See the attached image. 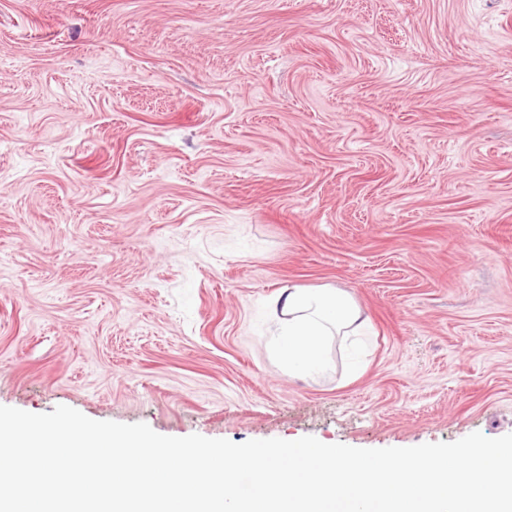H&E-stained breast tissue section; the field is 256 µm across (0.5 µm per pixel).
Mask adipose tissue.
Instances as JSON below:
<instances>
[{"instance_id": "adipose-tissue-1", "label": "adipose tissue", "mask_w": 512, "mask_h": 512, "mask_svg": "<svg viewBox=\"0 0 512 512\" xmlns=\"http://www.w3.org/2000/svg\"><path fill=\"white\" fill-rule=\"evenodd\" d=\"M271 309L278 354L294 376L319 367L327 343L360 335L367 325L354 299L334 288L285 287L272 299Z\"/></svg>"}]
</instances>
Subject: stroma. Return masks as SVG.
Segmentation results:
<instances>
[{"label": "stroma", "mask_w": 512, "mask_h": 512, "mask_svg": "<svg viewBox=\"0 0 512 512\" xmlns=\"http://www.w3.org/2000/svg\"><path fill=\"white\" fill-rule=\"evenodd\" d=\"M288 285L368 318L303 377ZM0 405L512 433V0H0Z\"/></svg>", "instance_id": "35a3bbf8"}]
</instances>
